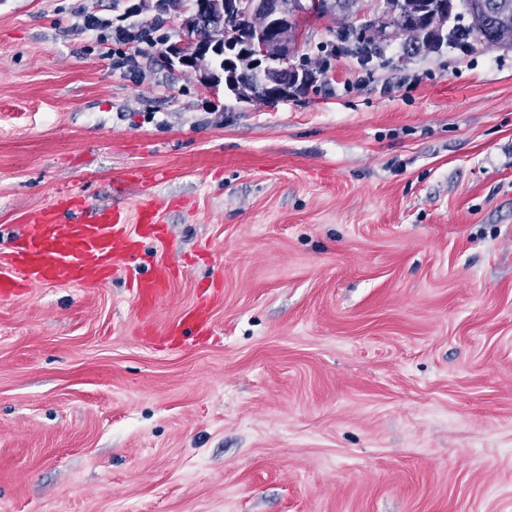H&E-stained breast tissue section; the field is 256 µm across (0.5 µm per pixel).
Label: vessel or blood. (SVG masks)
Segmentation results:
<instances>
[{"label": "vessel or blood", "instance_id": "obj_1", "mask_svg": "<svg viewBox=\"0 0 512 512\" xmlns=\"http://www.w3.org/2000/svg\"><path fill=\"white\" fill-rule=\"evenodd\" d=\"M159 221L154 201L142 204L136 220L116 209L85 210L74 195L30 216L23 235L0 251V298H13L35 285L57 282L76 287L106 282L120 257L137 259L138 240L154 234ZM169 263L156 264L151 276L135 282V296L150 309L166 291ZM195 334L210 328L209 306L199 303L167 329L168 338L182 335L185 327Z\"/></svg>", "mask_w": 512, "mask_h": 512}]
</instances>
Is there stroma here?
<instances>
[{
  "label": "stroma",
  "instance_id": "obj_1",
  "mask_svg": "<svg viewBox=\"0 0 512 512\" xmlns=\"http://www.w3.org/2000/svg\"><path fill=\"white\" fill-rule=\"evenodd\" d=\"M141 2L0 0V244L74 189L165 229L0 301V512H512V47L365 63L358 0L300 19L325 80L239 104L156 64L181 30L139 40ZM170 270L171 264L167 262L158 263L151 276L135 281V297L144 310H150L151 305L156 303L165 293ZM188 324L196 335L206 333L210 328L209 306L207 302H201L183 314L177 323L167 328L168 339L175 340L179 335H184L183 326Z\"/></svg>",
  "mask_w": 512,
  "mask_h": 512
}]
</instances>
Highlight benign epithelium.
<instances>
[{
    "mask_svg": "<svg viewBox=\"0 0 512 512\" xmlns=\"http://www.w3.org/2000/svg\"><path fill=\"white\" fill-rule=\"evenodd\" d=\"M327 0H194L192 6L182 0H155L154 11L179 20L182 37L168 45L159 57L167 68L179 67L195 74L199 85L212 90L224 88V94L238 103L261 102L274 106L294 99L309 90L324 75V70L297 65L303 33L299 18L303 14L322 13ZM467 7L475 23L485 31L488 45H512V0H468ZM431 38L448 30V14L429 13ZM259 19L262 28L253 30L237 53L239 67L247 68L252 81L242 82L238 75H224L216 57L234 49V42H224L220 33L237 19ZM374 39L387 40L409 35L418 28V17L407 15L402 0H383L380 13L367 22Z\"/></svg>",
    "mask_w": 512,
    "mask_h": 512,
    "instance_id": "1",
    "label": "benign epithelium"
}]
</instances>
